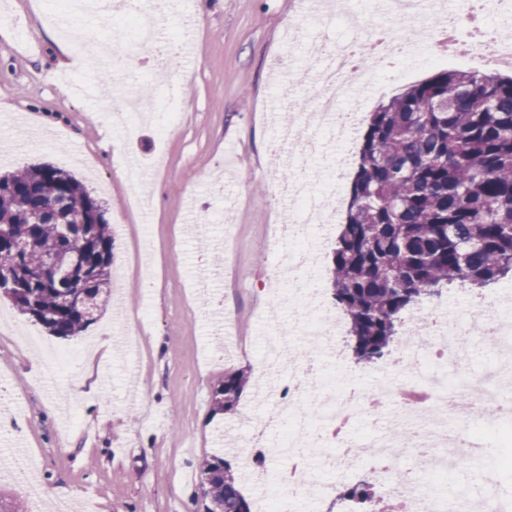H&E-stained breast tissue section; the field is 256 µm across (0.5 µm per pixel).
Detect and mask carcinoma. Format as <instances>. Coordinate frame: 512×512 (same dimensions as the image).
<instances>
[{
    "mask_svg": "<svg viewBox=\"0 0 512 512\" xmlns=\"http://www.w3.org/2000/svg\"><path fill=\"white\" fill-rule=\"evenodd\" d=\"M346 222L330 266L357 362L386 361L402 313L455 282L484 289L512 272V76L443 70L369 113ZM107 209L50 164L0 174V295L52 335L96 321L111 281ZM84 277L56 281L51 265ZM84 294L91 311L71 297ZM248 376L224 374L214 411H234ZM205 512H252L230 460L201 464ZM340 497L372 498L366 482Z\"/></svg>",
    "mask_w": 512,
    "mask_h": 512,
    "instance_id": "carcinoma-1",
    "label": "carcinoma"
}]
</instances>
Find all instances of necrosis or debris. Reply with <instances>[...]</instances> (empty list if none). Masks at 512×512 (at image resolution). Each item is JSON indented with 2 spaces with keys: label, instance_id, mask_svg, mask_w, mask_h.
Returning a JSON list of instances; mask_svg holds the SVG:
<instances>
[{
  "label": "necrosis or debris",
  "instance_id": "4bbe7bcc",
  "mask_svg": "<svg viewBox=\"0 0 512 512\" xmlns=\"http://www.w3.org/2000/svg\"><path fill=\"white\" fill-rule=\"evenodd\" d=\"M387 8L414 16L410 34L374 56L367 71L350 69L347 50H340L333 69L321 76L326 89L321 121L285 132L300 142L303 155L289 161L290 177L275 190L288 195L307 223L328 224L322 197L342 177L347 166L344 148L365 116L357 108L341 109L347 93H367L375 73L400 78L419 62L445 58L437 36L440 29L465 32L461 18L435 5L421 14L415 13L412 0H387ZM130 16L132 28L114 29L112 45L80 34L75 39L78 51L109 54L114 70L137 71L140 55L160 43L159 19L156 12L135 8ZM327 126L335 130L338 146L328 171L304 161L318 153ZM274 241L287 259L279 277L303 293L292 332L308 340L313 351L309 363L282 362L279 380L262 387L272 410L251 427L246 446L263 449L270 459L287 458L288 465L272 482L265 472L249 469L251 483L260 489L257 512H288L293 501L327 498L333 488L319 482L317 472L336 474L346 483L365 467L371 470L374 487L382 490L383 501L362 504L348 499L342 512H503L499 478L503 470L512 469V283L504 282L489 294L460 292L417 306L392 359L363 379L346 370L342 328L321 298L317 242L292 224L285 233L275 234ZM474 347L484 348L490 357L484 370L468 366ZM364 420L376 428L366 441L354 433ZM278 424L282 438L269 440V428ZM489 445L502 453L487 465L479 451ZM476 468L482 472L476 488L462 479L451 491L432 480L448 472L462 477Z\"/></svg>",
  "mask_w": 512,
  "mask_h": 512
}]
</instances>
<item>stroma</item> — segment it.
<instances>
[{
	"mask_svg": "<svg viewBox=\"0 0 512 512\" xmlns=\"http://www.w3.org/2000/svg\"><path fill=\"white\" fill-rule=\"evenodd\" d=\"M167 30L197 50L186 68L147 62L150 118L131 136L114 133L121 73L102 83L76 55H62L61 32L45 15L51 0H0V173L49 163L80 180L107 206L114 231L112 295L95 323L63 340L0 300V371L19 405L14 441L0 440V465L18 447L33 450L43 502L82 512H198L203 459L223 453L218 434L248 432L263 408L256 371L265 340L293 312L273 273L279 260L271 225L284 213L273 188L293 145H280L272 107L292 71L320 70L309 46L329 50L349 32L339 14L296 0H168ZM176 120H169L172 110ZM38 128L30 140L13 123ZM147 174V203H130L128 154ZM231 315L229 353H216L214 310ZM143 320L131 356L106 363L89 355L97 339ZM69 360L32 371V358ZM249 378L237 410L214 412L230 370ZM83 395L67 397L78 379ZM226 454V453H223ZM235 468L243 459L226 454Z\"/></svg>",
	"mask_w": 512,
	"mask_h": 512,
	"instance_id": "obj_1",
	"label": "stroma"
}]
</instances>
